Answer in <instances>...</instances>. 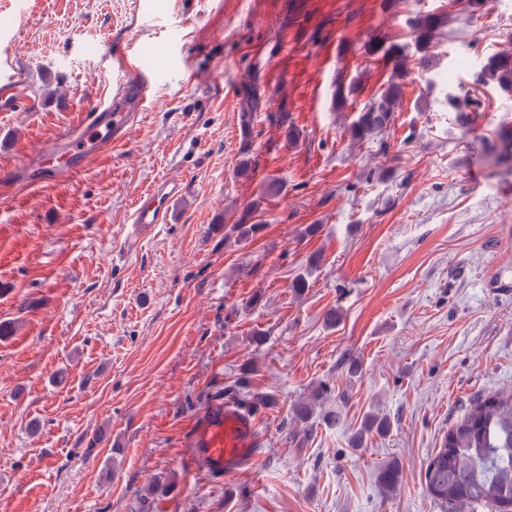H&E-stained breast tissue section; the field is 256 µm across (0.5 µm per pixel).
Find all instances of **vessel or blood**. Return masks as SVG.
<instances>
[{"instance_id": "1", "label": "vessel or blood", "mask_w": 512, "mask_h": 512, "mask_svg": "<svg viewBox=\"0 0 512 512\" xmlns=\"http://www.w3.org/2000/svg\"><path fill=\"white\" fill-rule=\"evenodd\" d=\"M154 81L151 72L131 68L120 84L125 109L100 104L86 113L77 131L62 132L56 147L42 152L35 161L14 169L0 168V190H24L58 180L64 175H77L88 163L123 145L138 118L147 93ZM18 72L0 68V112H23L33 102L23 94ZM185 186L181 181L162 178L134 202L132 222L147 231L166 223L171 203L182 197ZM259 436L252 415L223 399L210 401L196 418L189 440L184 467L192 473L203 472L215 477L241 473L256 454Z\"/></svg>"}]
</instances>
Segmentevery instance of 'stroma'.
I'll use <instances>...</instances> for the list:
<instances>
[{"mask_svg": "<svg viewBox=\"0 0 512 512\" xmlns=\"http://www.w3.org/2000/svg\"><path fill=\"white\" fill-rule=\"evenodd\" d=\"M426 14L424 64L410 22ZM376 37L411 48L410 73L383 141L359 147L346 127L393 67ZM503 50L512 0L471 16L456 0H0V59L35 103L0 115V167L111 101L116 52L157 76L125 144L0 196V512H442L428 457L472 396L512 389V172L489 161L512 99L476 82ZM163 177L187 190L138 232L133 203ZM255 200L262 231L225 238ZM245 363L278 399L250 469L188 473L195 417ZM322 385L341 424L286 440ZM371 414L389 432L351 447ZM328 393H330L329 389L321 387L308 397L297 401L291 408L290 423L308 424L315 413L316 404L326 399Z\"/></svg>", "mask_w": 512, "mask_h": 512, "instance_id": "obj_1", "label": "stroma"}]
</instances>
